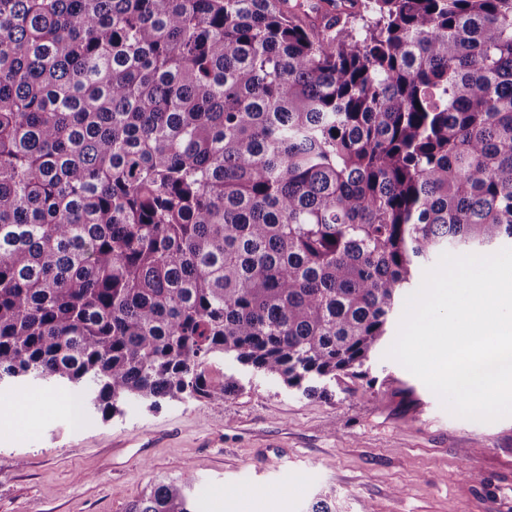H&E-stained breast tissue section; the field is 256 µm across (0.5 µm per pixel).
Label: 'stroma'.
I'll return each instance as SVG.
<instances>
[{
    "mask_svg": "<svg viewBox=\"0 0 512 512\" xmlns=\"http://www.w3.org/2000/svg\"><path fill=\"white\" fill-rule=\"evenodd\" d=\"M365 377L312 397L214 359L237 391L221 401L131 398L71 421L68 388H0V512H126L192 469L201 512H512V417L450 414L398 362L375 352Z\"/></svg>",
    "mask_w": 512,
    "mask_h": 512,
    "instance_id": "stroma-1",
    "label": "stroma"
}]
</instances>
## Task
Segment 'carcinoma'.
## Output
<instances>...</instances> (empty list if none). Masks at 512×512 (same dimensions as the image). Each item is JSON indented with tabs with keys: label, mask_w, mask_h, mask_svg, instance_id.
Instances as JSON below:
<instances>
[{
	"label": "carcinoma",
	"mask_w": 512,
	"mask_h": 512,
	"mask_svg": "<svg viewBox=\"0 0 512 512\" xmlns=\"http://www.w3.org/2000/svg\"><path fill=\"white\" fill-rule=\"evenodd\" d=\"M504 239L512 0H0V382L109 420L228 355L310 396Z\"/></svg>",
	"instance_id": "carcinoma-1"
}]
</instances>
